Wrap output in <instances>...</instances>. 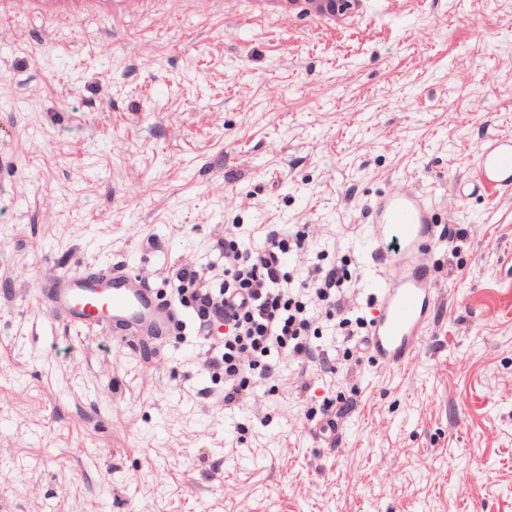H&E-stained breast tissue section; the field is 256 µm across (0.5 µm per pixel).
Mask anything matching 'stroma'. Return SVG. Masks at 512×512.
I'll use <instances>...</instances> for the list:
<instances>
[{"mask_svg": "<svg viewBox=\"0 0 512 512\" xmlns=\"http://www.w3.org/2000/svg\"><path fill=\"white\" fill-rule=\"evenodd\" d=\"M512 136V0H400L345 30L245 0H148L121 20L0 19V512H512V193L474 146ZM408 183L460 247L430 257L417 355L335 373L277 356L224 407L199 337L159 355L66 326L43 278L118 260L170 293L221 282L225 226L260 246L306 225L305 278L379 270L363 216ZM347 405L335 447L311 429Z\"/></svg>", "mask_w": 512, "mask_h": 512, "instance_id": "1", "label": "stroma"}]
</instances>
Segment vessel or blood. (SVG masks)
<instances>
[{
    "label": "vessel or blood",
    "instance_id": "1",
    "mask_svg": "<svg viewBox=\"0 0 512 512\" xmlns=\"http://www.w3.org/2000/svg\"><path fill=\"white\" fill-rule=\"evenodd\" d=\"M475 152L478 186L512 192V137L482 140ZM365 219L375 242L371 259L383 270L376 283L378 307L368 348L378 361L396 368L415 356L425 340L439 286L429 257L445 238L437 232L432 201L403 186L379 195L368 205ZM37 292L47 311L64 324L134 345L162 348L194 321L121 261L61 272L40 282Z\"/></svg>",
    "mask_w": 512,
    "mask_h": 512
}]
</instances>
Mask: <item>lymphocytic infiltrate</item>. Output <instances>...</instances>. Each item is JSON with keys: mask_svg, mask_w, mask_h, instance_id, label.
Returning <instances> with one entry per match:
<instances>
[{"mask_svg": "<svg viewBox=\"0 0 512 512\" xmlns=\"http://www.w3.org/2000/svg\"><path fill=\"white\" fill-rule=\"evenodd\" d=\"M306 244L307 233L300 226L272 228L260 247L247 245L228 228L213 245L224 264L220 285H213L195 268L176 272L178 302L210 309L207 331L224 332L223 351L211 357L210 363L224 373L225 406L238 405L247 398V372H257L262 379L274 373L270 356L275 351L319 364L322 371H334L329 357L312 341V302H319L326 316L336 319L337 335L357 340L359 349H366L362 332L369 321L350 313L352 276L344 262L315 266L302 281L286 271V256L303 250Z\"/></svg>", "mask_w": 512, "mask_h": 512, "instance_id": "1", "label": "lymphocytic infiltrate"}]
</instances>
